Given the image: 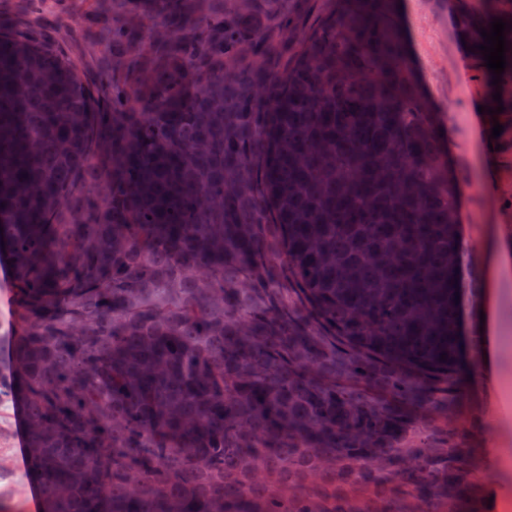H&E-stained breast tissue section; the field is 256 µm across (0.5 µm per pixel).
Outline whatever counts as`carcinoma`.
<instances>
[{
	"mask_svg": "<svg viewBox=\"0 0 512 512\" xmlns=\"http://www.w3.org/2000/svg\"><path fill=\"white\" fill-rule=\"evenodd\" d=\"M117 1L95 86L0 19V405L41 512H479L455 432L424 429L463 252L397 0L273 41L248 0ZM492 21L463 4L457 33Z\"/></svg>",
	"mask_w": 512,
	"mask_h": 512,
	"instance_id": "obj_1",
	"label": "carcinoma"
}]
</instances>
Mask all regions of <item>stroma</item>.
I'll list each match as a JSON object with an SVG mask.
<instances>
[{"label":"stroma","instance_id":"1","mask_svg":"<svg viewBox=\"0 0 512 512\" xmlns=\"http://www.w3.org/2000/svg\"><path fill=\"white\" fill-rule=\"evenodd\" d=\"M400 23L416 75L436 111L449 147L450 170L459 184V218L465 229L468 261L485 270V243L490 235L512 237V145L490 149L491 128L476 120L488 105L490 83L478 79L472 52L455 31L457 0H401ZM333 0H262L267 34L275 36L281 16L291 15L308 26L327 12ZM30 25L71 56L89 82L100 76L108 45L89 34V21L112 23L101 0H30L25 13ZM497 342L500 354L490 372H483V346L474 332L478 300L460 290L461 330L465 339L462 377L448 412L449 422L465 433L462 446L468 466L483 494H494L482 512H503L512 502V269L494 288ZM445 421V422H448ZM445 422L436 421V428ZM27 463L18 448L0 450V505L6 512H30Z\"/></svg>","mask_w":512,"mask_h":512}]
</instances>
